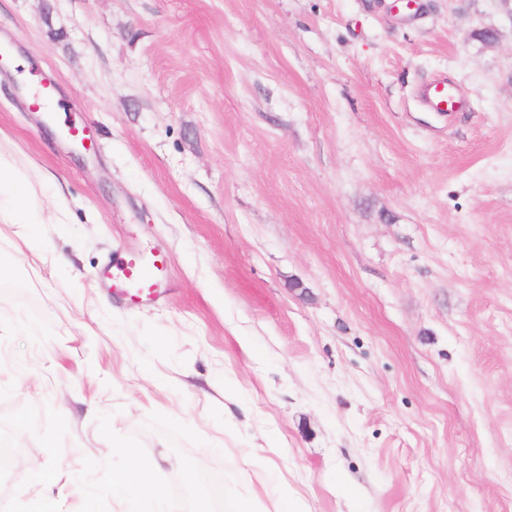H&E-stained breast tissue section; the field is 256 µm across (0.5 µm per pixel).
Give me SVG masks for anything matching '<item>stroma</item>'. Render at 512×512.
Listing matches in <instances>:
<instances>
[{
	"label": "stroma",
	"instance_id": "1",
	"mask_svg": "<svg viewBox=\"0 0 512 512\" xmlns=\"http://www.w3.org/2000/svg\"><path fill=\"white\" fill-rule=\"evenodd\" d=\"M0 42V512H123L137 459L173 512H512L503 0H0ZM131 246L156 304L97 278ZM423 96L436 112L447 113L460 110L455 93L448 86V82L445 79L435 80L427 84L423 89ZM3 206L12 219L11 224L32 223L33 202L29 178L21 171L4 163L0 157V215Z\"/></svg>",
	"mask_w": 512,
	"mask_h": 512
}]
</instances>
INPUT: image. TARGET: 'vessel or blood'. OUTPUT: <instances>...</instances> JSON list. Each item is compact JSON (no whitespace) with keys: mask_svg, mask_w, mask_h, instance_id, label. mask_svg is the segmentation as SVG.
<instances>
[{"mask_svg":"<svg viewBox=\"0 0 512 512\" xmlns=\"http://www.w3.org/2000/svg\"><path fill=\"white\" fill-rule=\"evenodd\" d=\"M423 96L437 112H456L460 109L447 80L439 79L427 84ZM167 269L165 255L129 248L119 258L107 259L99 269V277L116 297L136 303H153L162 294Z\"/></svg>","mask_w":512,"mask_h":512,"instance_id":"b4317fda","label":"vessel or blood"}]
</instances>
